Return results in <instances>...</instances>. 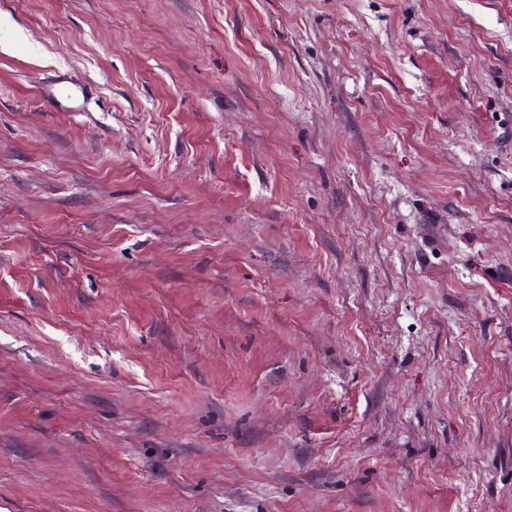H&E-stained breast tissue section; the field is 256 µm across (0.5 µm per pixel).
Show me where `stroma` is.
Listing matches in <instances>:
<instances>
[{
    "instance_id": "obj_1",
    "label": "stroma",
    "mask_w": 512,
    "mask_h": 512,
    "mask_svg": "<svg viewBox=\"0 0 512 512\" xmlns=\"http://www.w3.org/2000/svg\"><path fill=\"white\" fill-rule=\"evenodd\" d=\"M0 512H512V0H0ZM85 86L71 78L58 75L44 82L39 88V96L45 103L63 112H79L85 96Z\"/></svg>"
}]
</instances>
